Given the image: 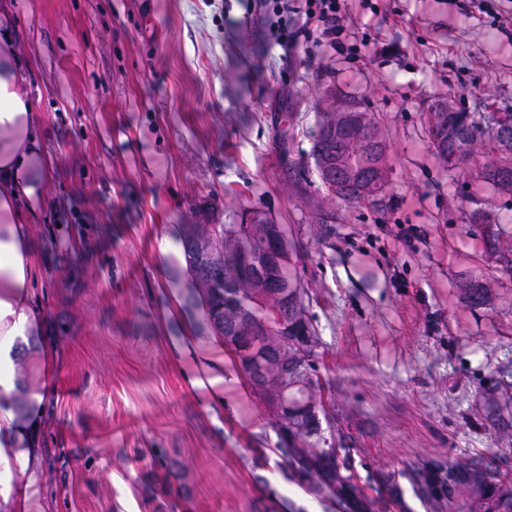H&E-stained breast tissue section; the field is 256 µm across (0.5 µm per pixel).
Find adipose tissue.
I'll return each mask as SVG.
<instances>
[{"label": "adipose tissue", "mask_w": 512, "mask_h": 512, "mask_svg": "<svg viewBox=\"0 0 512 512\" xmlns=\"http://www.w3.org/2000/svg\"><path fill=\"white\" fill-rule=\"evenodd\" d=\"M38 114L23 86L13 22L0 6V512H31L41 461L43 397L15 407L17 368L51 367L47 319L36 292L30 224L50 160L37 135Z\"/></svg>", "instance_id": "1"}]
</instances>
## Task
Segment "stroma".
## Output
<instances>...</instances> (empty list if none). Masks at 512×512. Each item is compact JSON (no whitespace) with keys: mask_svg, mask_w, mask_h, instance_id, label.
<instances>
[{"mask_svg":"<svg viewBox=\"0 0 512 512\" xmlns=\"http://www.w3.org/2000/svg\"><path fill=\"white\" fill-rule=\"evenodd\" d=\"M50 159L31 224L50 340L36 512H325L276 468L277 435L187 311L177 239L257 208L287 225L343 447L362 486L488 451L512 473V273L425 125L430 102L512 109V0H345L344 55L277 44L256 0H7ZM367 99L390 147L382 204L330 202L309 159L323 88ZM490 284L470 305L463 284ZM224 380V399L193 387Z\"/></svg>","mask_w":512,"mask_h":512,"instance_id":"1","label":"stroma"}]
</instances>
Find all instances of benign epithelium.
<instances>
[{
	"mask_svg": "<svg viewBox=\"0 0 512 512\" xmlns=\"http://www.w3.org/2000/svg\"><path fill=\"white\" fill-rule=\"evenodd\" d=\"M323 107L334 113V118L317 126L315 141L320 156L318 176L323 186L329 188L335 201L350 190L364 192L373 184L389 185L391 172L377 165H363L346 170L341 158L359 148L366 154L381 151L384 144L373 139L363 141L359 129L368 117L369 107L358 95L342 97L331 88L323 91ZM431 119V142L443 156H448V144L462 143L471 148L465 128H448L446 112L459 108L448 107V101L437 99L428 106ZM480 141L494 147L492 151L478 150L481 168L492 182L506 180L498 162L499 149L512 146V113L495 108L481 123ZM288 230L284 224H267L264 231L265 245L248 250L243 255L247 277L257 288L264 302L270 306L275 322L258 327L255 317L236 308L219 318L224 331V348L243 364L256 397L276 425L282 447H296V432L309 439H323L331 431V420L322 406L309 398V388L304 381L305 370L290 366L285 361L280 339L262 335V331L275 329L288 331V310L299 301L300 292L294 278V255L288 249ZM224 254L223 236L217 234L210 243L190 241L186 249L188 265L202 275L222 268Z\"/></svg>",
	"mask_w": 512,
	"mask_h": 512,
	"instance_id": "7a95c632",
	"label": "benign epithelium"
}]
</instances>
